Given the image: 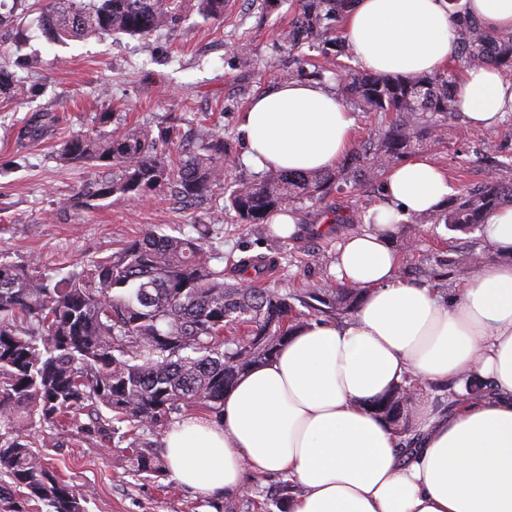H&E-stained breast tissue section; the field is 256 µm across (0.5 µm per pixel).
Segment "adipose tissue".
<instances>
[{"mask_svg": "<svg viewBox=\"0 0 512 512\" xmlns=\"http://www.w3.org/2000/svg\"><path fill=\"white\" fill-rule=\"evenodd\" d=\"M459 15L512 31V0H350L344 32L365 71L412 77L455 57ZM455 99L472 129L491 130L512 112V82L471 67ZM354 127L334 92L292 80L257 97L240 130L256 170L307 172L334 167ZM452 192L426 156L386 172L371 224L339 243L330 268L336 286L361 288L358 308L295 329L226 393L221 419L174 422L163 453L175 481L214 495L277 473L302 489L290 512H512V205L481 227L500 260L478 258L448 295L400 278L392 245L402 220ZM410 377L451 384L459 398L446 411L414 405L406 452L372 403Z\"/></svg>", "mask_w": 512, "mask_h": 512, "instance_id": "ef3b65f1", "label": "adipose tissue"}]
</instances>
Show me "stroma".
Segmentation results:
<instances>
[{
	"label": "stroma",
	"instance_id": "1",
	"mask_svg": "<svg viewBox=\"0 0 512 512\" xmlns=\"http://www.w3.org/2000/svg\"><path fill=\"white\" fill-rule=\"evenodd\" d=\"M297 0H226L223 17L191 16L150 41L126 34L88 35L65 44L50 43L37 0H0V64L24 82L17 100L0 99V261H37L61 278L81 271L90 260L107 255L124 241L150 229L172 232L193 224L215 223L224 204L217 196L196 205L178 201L167 187L134 200L115 194L92 208L63 206L62 201L101 169L60 160L63 143L76 134L98 133L99 112L110 111L116 126H141L160 133L170 114L181 122L175 143L201 145L209 135L224 139V152L235 178L253 168L239 131L242 112L257 96L288 80L320 81L335 88L331 77L314 78L313 69L334 55L329 39L291 45L287 34ZM308 70H299L298 58ZM35 114L55 116L40 139L23 138L21 129ZM447 171L456 193L490 174V161L512 163V125L478 132L453 113L443 142L416 144ZM382 194L381 182L333 192L319 203L296 202L297 234L285 239L261 287L284 292L317 288L326 281L336 247L358 224L334 223V215L369 212ZM264 224L225 226L212 234L206 249L234 257L268 254ZM396 246L404 268L426 266L438 275L439 288L458 283L459 255L466 250L489 253L479 231L460 234L442 224H404ZM85 414L69 427L55 429L32 422L34 450L62 481L90 496L86 512H273L276 475H248L243 490L206 497L178 485L171 477L144 479L130 469L123 448L104 447L78 431Z\"/></svg>",
	"mask_w": 512,
	"mask_h": 512
}]
</instances>
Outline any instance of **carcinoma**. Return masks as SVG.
I'll list each match as a JSON object with an SVG mask.
<instances>
[{
	"label": "carcinoma",
	"mask_w": 512,
	"mask_h": 512,
	"mask_svg": "<svg viewBox=\"0 0 512 512\" xmlns=\"http://www.w3.org/2000/svg\"><path fill=\"white\" fill-rule=\"evenodd\" d=\"M299 2L288 32L295 44L322 37L345 8V0ZM43 10L53 43L90 34L146 39L187 14L216 19L224 14V0H100L93 9L80 0H45ZM455 24L459 51L451 68L408 78L330 69L343 97L381 117L383 127L359 143L354 165L305 173L269 169L253 180L235 181L224 203V223L261 224L291 201L321 202L342 183L378 178L414 143L439 141L444 122L456 111L457 69L490 64L512 73V31H487L467 17ZM22 95L14 73L0 66V98ZM52 120L31 117L26 136L40 138ZM173 145L170 135L154 137L140 126L71 138L60 150L63 160L108 168L112 176L85 184L65 204L91 207L115 194L135 199L164 185L193 203L224 188L223 138H210L200 152L177 163L171 160ZM506 202L512 204V179L498 176L443 209L411 216L410 223L467 233ZM226 268L260 275L267 259L224 257L198 238L148 231L59 280L34 261H0V476L49 512H85L86 494L49 470L27 434L36 417L56 427L70 412L85 410L90 422L80 427L83 438L103 446L116 437L128 441L134 475L157 479L164 463L143 431L163 426L182 410L204 408L220 418L224 394L242 373L272 359L294 329L345 317L362 297L360 288L333 284L298 293L244 288L228 280ZM407 392L401 385L373 403L401 430L410 420ZM125 422L129 430L121 434L118 424Z\"/></svg>",
	"instance_id": "obj_1"
}]
</instances>
